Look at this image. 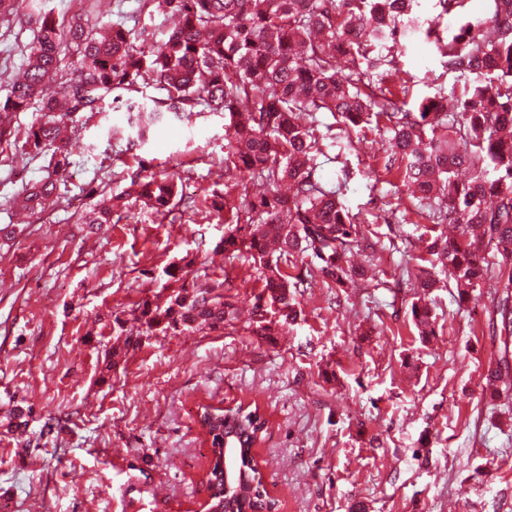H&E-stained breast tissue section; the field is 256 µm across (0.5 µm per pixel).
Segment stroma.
Instances as JSON below:
<instances>
[{
  "label": "stroma",
  "instance_id": "obj_1",
  "mask_svg": "<svg viewBox=\"0 0 512 512\" xmlns=\"http://www.w3.org/2000/svg\"><path fill=\"white\" fill-rule=\"evenodd\" d=\"M93 17L124 16L163 39L173 15L143 12L136 0H93ZM13 35L0 37V71L16 73L35 21H68L83 0H18ZM435 43L409 46L406 104L433 94ZM121 103L79 116L68 192L41 216L11 203L46 173L45 157L0 153V512H204L208 463L197 407L258 403L267 421L257 460L276 512H512V397L491 400L484 374L502 343L488 332L496 276L459 301L438 266L439 288L421 294L402 269L436 264L434 240L453 234L428 223L410 189L386 174L382 128L344 130L322 113L340 145L330 173L350 170L347 203L365 216L369 269L348 288L315 280L298 292L300 316L277 341L245 331L261 283L252 259L215 252L224 223H176L132 195L135 175L181 176L186 195L253 194L235 184L222 157L231 131L221 114L168 115L148 140L110 136ZM121 200L124 219L86 231L73 216L96 202L81 188ZM189 256L180 281L170 264ZM232 271L234 325L160 335L135 326L133 345L115 336V314L164 303L178 286L223 280ZM426 298L435 334L422 340L411 313Z\"/></svg>",
  "mask_w": 512,
  "mask_h": 512
}]
</instances>
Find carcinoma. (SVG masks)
<instances>
[{
  "instance_id": "1",
  "label": "carcinoma",
  "mask_w": 512,
  "mask_h": 512,
  "mask_svg": "<svg viewBox=\"0 0 512 512\" xmlns=\"http://www.w3.org/2000/svg\"><path fill=\"white\" fill-rule=\"evenodd\" d=\"M18 0H0V27L17 21ZM142 10L173 13L179 25L160 41L146 31L126 27L122 19L96 35V25L78 16L68 24L45 13L23 65L22 76L9 82L0 102V147L24 161L48 157V175L23 187L13 204L31 214L44 213L60 198L71 165L64 132L83 113H100L105 101L125 100L129 118L110 128L116 140L145 138L167 114L222 112L232 128L224 151V168L237 178L260 181L265 190L236 204L230 192L184 200L183 184L167 174L135 177L131 186L164 217L180 202L202 215L228 224L219 246L224 254H245L262 268V289L255 295L251 336L273 340L294 323L293 292L304 284L288 274V262L309 257L308 270L341 287L364 275L350 262L355 247L373 245L359 237L358 216L345 198V183L326 175L336 157L326 148L332 126L319 114L340 117L344 128H362L371 120L385 124L384 170L397 169L413 187L419 209L432 224H455L458 234L431 249L448 267L459 300L468 299L491 270L487 246L500 256L499 289L492 299L488 328L503 338V354L486 371L490 397L509 391L512 361V137L501 134L503 118L512 115V0H493L487 20L459 18L464 0H436L454 32L438 39L445 67L462 82L460 93L439 90L422 98L415 110L385 77L402 72L397 46L420 34L431 38L416 15L419 0H138ZM78 59L77 75L61 89L46 85L58 70L61 47ZM154 85L164 97L147 102L141 89ZM40 103L39 114L19 138L14 117ZM472 172L461 183L456 173ZM292 186V195L279 191ZM112 200L104 199L79 218L81 224L112 223ZM408 280L427 292L437 280L429 269L406 270ZM229 273L224 280L169 296L164 308L141 306L148 333L212 330L233 325L236 309ZM421 336L435 334L431 309L412 307ZM202 412L203 443L250 449L263 439L267 420L258 406Z\"/></svg>"
}]
</instances>
